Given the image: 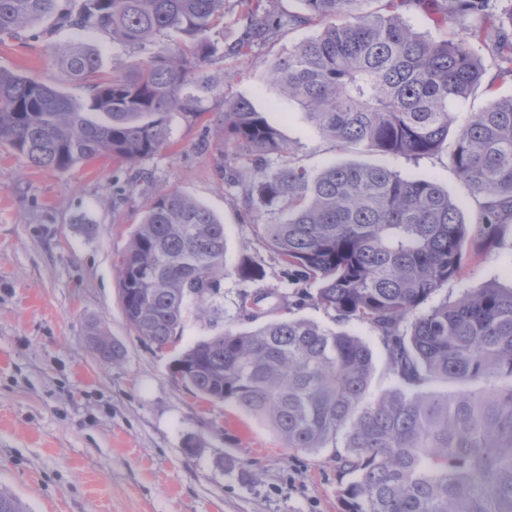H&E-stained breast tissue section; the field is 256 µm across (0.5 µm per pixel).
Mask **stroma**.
Segmentation results:
<instances>
[{"label": "stroma", "instance_id": "obj_1", "mask_svg": "<svg viewBox=\"0 0 512 512\" xmlns=\"http://www.w3.org/2000/svg\"><path fill=\"white\" fill-rule=\"evenodd\" d=\"M243 10L240 0H225L216 36L231 74L223 95L208 101L196 124L171 114L170 145L142 163L149 185H128L118 200L112 179L129 175L119 164L92 161L60 173L0 145V490L22 499L29 512H347L327 453L285 448L264 421L202 399L172 374L173 359L216 327L243 329L234 277L224 280L223 315L188 312L168 346L145 345L130 330L118 270L131 233L150 197L180 192L223 220L228 263L249 256L264 266L265 288H283V267L254 236L241 196L225 188L215 168L219 114L225 99L238 97L271 113L292 159L308 169L376 164L431 179L467 221L475 202L449 150L410 160L340 148L322 137L267 79L269 65L314 27L281 28L233 55ZM73 36L69 29L0 36V69L85 99L87 88L68 81L52 53ZM489 283L512 285V224L502 226L489 259L449 282L448 296ZM90 322L123 344L119 363L93 356L85 336ZM192 442L201 450L191 456Z\"/></svg>", "mask_w": 512, "mask_h": 512}]
</instances>
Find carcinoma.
I'll return each mask as SVG.
<instances>
[{
  "label": "carcinoma",
  "instance_id": "carcinoma-1",
  "mask_svg": "<svg viewBox=\"0 0 512 512\" xmlns=\"http://www.w3.org/2000/svg\"><path fill=\"white\" fill-rule=\"evenodd\" d=\"M0 0V36L18 37L58 16L81 35L103 32L147 57L110 78L99 76L89 45L53 46L62 70L88 82L72 101L35 79L0 70V143L41 168L68 172L109 158L129 168L170 144L168 115L188 124L227 75L210 73L221 56L213 35L224 0ZM301 11L244 15L245 52L274 28L322 29L273 62L268 79L339 147L384 155H433L454 133L452 162L472 190L470 224L428 179L382 166L294 165L290 145L247 98L224 101L216 167L229 190L244 187L257 238L284 266L291 289L263 286L264 268L242 256L238 316L254 324L225 328L175 360L182 383L213 403H232L269 423L285 447L330 452L348 512H512V286L487 285L450 300L448 282L464 278L499 248L512 224V4L499 0H299ZM436 16L460 37L415 31L402 10ZM169 34L175 46L156 37ZM491 50L497 73L473 48ZM485 86L481 110L456 123L452 106ZM266 214L279 219L269 224ZM475 247L465 253L469 234ZM224 222L189 197H152L132 231L119 270L129 326L157 348L176 337L190 306L224 311ZM310 300L337 324L361 323L379 339L394 385L378 396L376 370L359 336L304 318L259 322L268 299ZM87 339L103 362L123 347L99 325ZM433 384L454 386L434 391Z\"/></svg>",
  "mask_w": 512,
  "mask_h": 512
}]
</instances>
